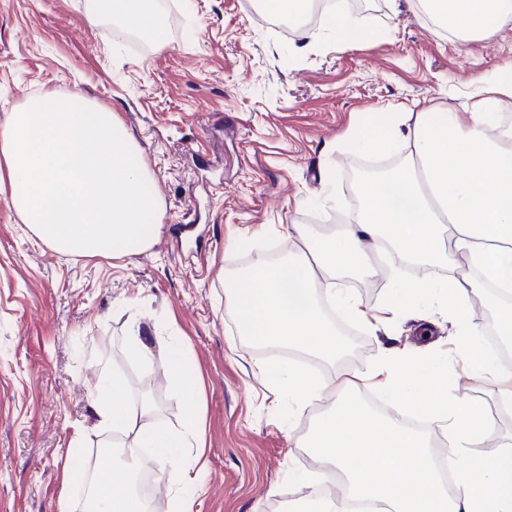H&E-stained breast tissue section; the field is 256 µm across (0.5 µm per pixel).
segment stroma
I'll list each match as a JSON object with an SVG mask.
<instances>
[{"mask_svg": "<svg viewBox=\"0 0 512 512\" xmlns=\"http://www.w3.org/2000/svg\"><path fill=\"white\" fill-rule=\"evenodd\" d=\"M164 39L131 37L116 20L89 25L90 0H0V126L27 98L80 91L115 113L136 140L161 199L162 232L144 253L77 257L39 241L0 198V512H83L72 460L112 444L91 392L118 374L130 402L150 397L144 434L181 429L196 411L204 448H178L150 467L164 481L154 512L188 500L192 512H299L319 496L306 479L311 432L329 399L298 410L296 368L332 373L296 353L240 336L224 281L258 259L287 260L291 225L325 233L353 221L355 174L384 140L394 110L465 112L490 70L512 67V32L455 42L405 0H365V30L346 42L329 19L301 34L269 29L249 0H171ZM238 247H228V240ZM430 317L426 368H447L448 397L491 407L492 381L470 379L448 315L427 300L402 310L400 333L344 322L355 372L401 347ZM157 337L149 362L127 349L132 327ZM197 375L194 397L170 385L172 361Z\"/></svg>", "mask_w": 512, "mask_h": 512, "instance_id": "35a3bbf8", "label": "stroma"}]
</instances>
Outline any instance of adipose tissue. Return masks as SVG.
<instances>
[{
    "mask_svg": "<svg viewBox=\"0 0 512 512\" xmlns=\"http://www.w3.org/2000/svg\"><path fill=\"white\" fill-rule=\"evenodd\" d=\"M449 31L469 39L489 29H512V0H418ZM116 19L127 27L162 39L165 20L153 0H92L89 23ZM512 100V72L500 69L481 81L467 120L458 113L429 108L396 113L393 137L404 140L403 163L363 179L356 221L337 233L318 236L294 226L297 253L273 266L256 262L245 274L224 283V298L238 319L242 335L282 345L340 364L344 344L326 318L321 300L343 309L357 322L387 324L396 311L431 294L446 305L462 355L472 373L489 377L498 401L512 412V373L476 339L472 306L489 289L501 290L495 321L512 342V131L496 129L497 110ZM466 263L461 274L443 282H400L399 294L371 314L347 288L337 285L347 272L372 279L386 256L444 266L449 255ZM410 354L382 351L365 373L336 374L346 399L332 404L314 431L293 444L311 449L317 468L312 479H338L344 499L387 504V512H512V443L499 435L471 401H449L448 377L419 378ZM390 399L411 394L425 410L429 429L419 432L372 410L353 394L365 387ZM126 384L116 378L94 393L93 408L101 427L126 433L150 405L132 411L124 398ZM452 464L444 480L430 448L433 438ZM494 444L496 453H479ZM141 467L136 455L102 457L94 488L98 512H143L132 490Z\"/></svg>",
    "mask_w": 512,
    "mask_h": 512,
    "instance_id": "obj_1",
    "label": "adipose tissue"
}]
</instances>
